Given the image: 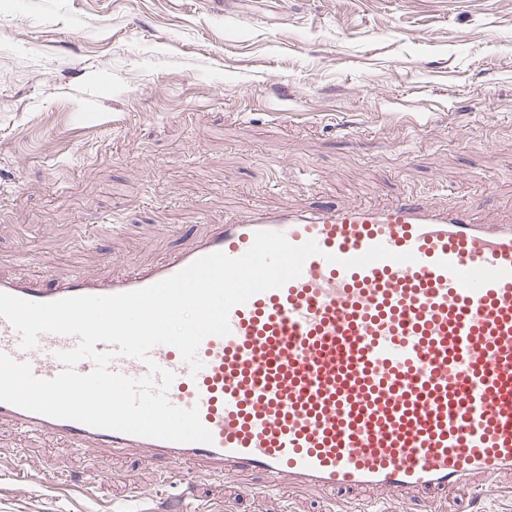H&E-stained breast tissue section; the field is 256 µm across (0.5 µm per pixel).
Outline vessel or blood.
<instances>
[{
	"mask_svg": "<svg viewBox=\"0 0 512 512\" xmlns=\"http://www.w3.org/2000/svg\"><path fill=\"white\" fill-rule=\"evenodd\" d=\"M315 241L300 277L230 313L228 335L203 340L191 372L175 347L152 358L174 373L172 404L198 407L212 443H174L93 428L0 402L10 420L87 450L137 449L205 476L251 473L309 490L363 491L405 504L447 498L472 474L512 469V224L430 200L284 206L225 217L194 248L152 269L100 280L72 273L52 287L0 276V291L49 302L150 286L214 252L243 255L256 232ZM414 261L343 262L375 245ZM0 318V353L58 375L72 336L31 350ZM111 371L147 374L136 358Z\"/></svg>",
	"mask_w": 512,
	"mask_h": 512,
	"instance_id": "vessel-or-blood-1",
	"label": "vessel or blood"
}]
</instances>
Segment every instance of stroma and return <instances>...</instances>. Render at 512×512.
I'll return each instance as SVG.
<instances>
[{
	"label": "stroma",
	"instance_id": "35a3bbf8",
	"mask_svg": "<svg viewBox=\"0 0 512 512\" xmlns=\"http://www.w3.org/2000/svg\"><path fill=\"white\" fill-rule=\"evenodd\" d=\"M512 217V0H0V275L142 270L244 207ZM26 460L30 479L15 470ZM0 421V512H357ZM94 475L92 495L77 481ZM512 470L416 512H512Z\"/></svg>",
	"mask_w": 512,
	"mask_h": 512
}]
</instances>
